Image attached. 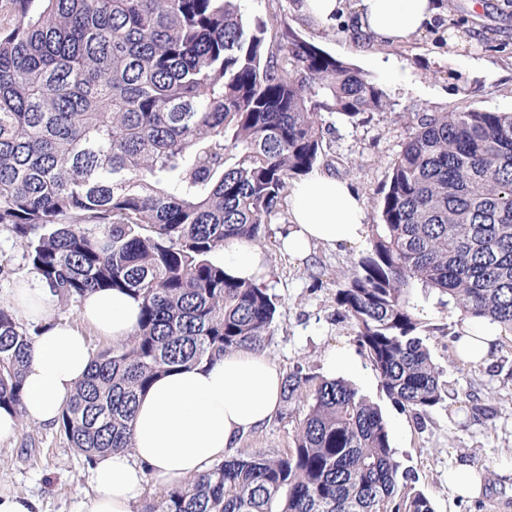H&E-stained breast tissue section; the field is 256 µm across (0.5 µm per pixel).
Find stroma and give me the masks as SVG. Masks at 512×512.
I'll list each match as a JSON object with an SVG mask.
<instances>
[{
  "label": "stroma",
  "mask_w": 512,
  "mask_h": 512,
  "mask_svg": "<svg viewBox=\"0 0 512 512\" xmlns=\"http://www.w3.org/2000/svg\"><path fill=\"white\" fill-rule=\"evenodd\" d=\"M243 8L252 22L269 21L274 10H281L304 39L356 64L387 92L390 110L361 115L352 123L330 117L325 155L317 165L348 182L363 199L367 223L379 221L374 200L409 134L405 113L512 111V0H441L440 13L423 35L394 44L357 39L346 16L335 22L334 34H326L303 17L298 0H243ZM282 226V219H273L259 241L269 270L266 283L279 301L265 354L282 371L300 364L318 374L330 351H350L358 368L348 381L381 407L398 459L413 469L417 489L431 499L435 512H512V478L503 475L512 465V339H503L486 362L463 364L454 341L459 310L433 297L421 300L424 316L439 327L429 345L443 380L451 389L488 398L494 413L476 419L449 400L416 421L386 397L353 341L351 320L336 309V285L369 241L337 248L316 244L298 262L277 247ZM293 428L289 420L271 418L246 434L238 448L284 451L292 445ZM475 455L491 469L484 493L476 500L451 497L449 463ZM89 488L87 462L58 428L26 421L14 438L0 442V489L28 493L39 512H78Z\"/></svg>",
  "instance_id": "35a3bbf8"
}]
</instances>
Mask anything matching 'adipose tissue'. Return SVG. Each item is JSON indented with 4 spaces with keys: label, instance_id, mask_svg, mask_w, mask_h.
Instances as JSON below:
<instances>
[{
    "label": "adipose tissue",
    "instance_id": "ef3b65f1",
    "mask_svg": "<svg viewBox=\"0 0 512 512\" xmlns=\"http://www.w3.org/2000/svg\"><path fill=\"white\" fill-rule=\"evenodd\" d=\"M358 30L376 41L402 42L418 35L438 11V0H355ZM366 235L364 203L335 176L315 171L289 193V225L281 248L305 259L312 243L357 244ZM235 279L257 280L268 269L257 245L225 243L213 256ZM54 296L35 278L22 279L11 301L24 320L45 325L25 370L26 417L56 423L85 378L94 355L89 335L124 341L134 332L140 302L119 291H94L79 303L76 319L56 316ZM460 359L477 364L493 353L505 328L470 319L457 326ZM284 374L265 354L240 349L214 361L159 377L141 396L132 422L133 448L97 456L92 485L80 512H133L145 481L169 489L189 482L222 460L239 440L268 422L282 404Z\"/></svg>",
    "mask_w": 512,
    "mask_h": 512
}]
</instances>
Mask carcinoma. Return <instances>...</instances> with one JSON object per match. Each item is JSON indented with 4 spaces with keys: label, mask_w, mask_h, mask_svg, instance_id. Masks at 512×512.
<instances>
[{
    "label": "carcinoma",
    "mask_w": 512,
    "mask_h": 512,
    "mask_svg": "<svg viewBox=\"0 0 512 512\" xmlns=\"http://www.w3.org/2000/svg\"><path fill=\"white\" fill-rule=\"evenodd\" d=\"M241 0H0V227L64 302H141L132 337L99 351L57 423L84 457L130 450L139 397L161 374L263 350L276 295L211 255L255 243L292 182L323 157L326 118L390 107L381 84L282 16ZM376 200L370 247L336 289L354 341L398 409L448 397L414 301L512 329V111L413 112ZM44 327L0 307V409L23 416ZM474 418L493 407L456 394ZM292 446L226 456L145 512H435L402 467L380 407L343 378L296 367Z\"/></svg>",
    "instance_id": "obj_1"
}]
</instances>
